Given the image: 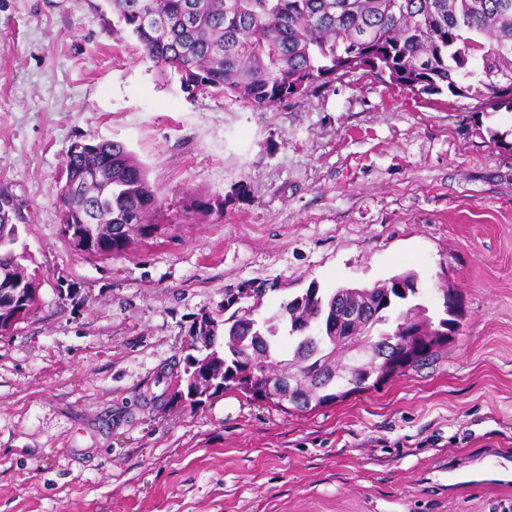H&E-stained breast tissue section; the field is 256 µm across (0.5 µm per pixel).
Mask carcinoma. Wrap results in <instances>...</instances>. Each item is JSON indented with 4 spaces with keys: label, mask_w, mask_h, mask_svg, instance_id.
<instances>
[{
    "label": "carcinoma",
    "mask_w": 512,
    "mask_h": 512,
    "mask_svg": "<svg viewBox=\"0 0 512 512\" xmlns=\"http://www.w3.org/2000/svg\"><path fill=\"white\" fill-rule=\"evenodd\" d=\"M116 30L136 37L144 58L161 73L178 76L189 93H216L254 109H268L300 99L315 84L333 83L358 69L415 95L472 99L485 108L512 109V81L495 87L488 74L512 76V0H108ZM62 169L82 184V194L62 199L69 223L93 232L96 255L125 249L134 230L155 207L157 194L143 164L120 141H103L87 154H66ZM16 210H0V296L13 293L29 310L37 308L40 283L27 274L23 287L10 279L24 269L17 240ZM357 293L368 312L372 335L392 332L409 322L430 327L412 352L413 368L438 355L457 331L459 313L437 320L419 297L417 274L411 271ZM242 311L224 319V346L194 357L197 367L248 401L284 408V401L264 393V363L276 360L280 333L294 339L293 357L302 354L299 323L333 324L343 334L348 324L336 317V293L312 285L280 304L271 318H257L261 303L242 299ZM173 397L185 407L191 399L188 370L175 375ZM348 394L302 391L293 404L300 411L334 404Z\"/></svg>",
    "instance_id": "1"
}]
</instances>
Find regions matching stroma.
I'll return each mask as SVG.
<instances>
[{
  "label": "stroma",
  "mask_w": 512,
  "mask_h": 512,
  "mask_svg": "<svg viewBox=\"0 0 512 512\" xmlns=\"http://www.w3.org/2000/svg\"><path fill=\"white\" fill-rule=\"evenodd\" d=\"M125 143L157 191L109 256L62 233L72 142ZM0 192L40 305L0 336V512H512V110L362 73L253 109L188 95L107 0H0ZM418 276L437 359L312 411L171 399L198 316L264 281Z\"/></svg>",
  "instance_id": "stroma-1"
}]
</instances>
